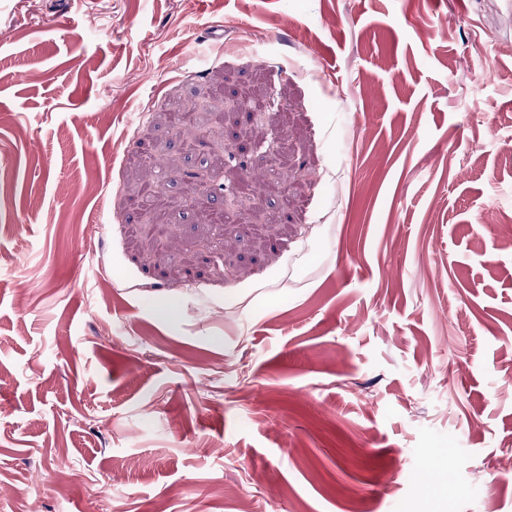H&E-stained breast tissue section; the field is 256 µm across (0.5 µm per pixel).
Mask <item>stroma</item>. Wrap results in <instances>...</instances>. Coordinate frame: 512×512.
I'll return each instance as SVG.
<instances>
[{
  "label": "stroma",
  "instance_id": "35a3bbf8",
  "mask_svg": "<svg viewBox=\"0 0 512 512\" xmlns=\"http://www.w3.org/2000/svg\"><path fill=\"white\" fill-rule=\"evenodd\" d=\"M511 134L512 0H0V512H512Z\"/></svg>",
  "mask_w": 512,
  "mask_h": 512
}]
</instances>
